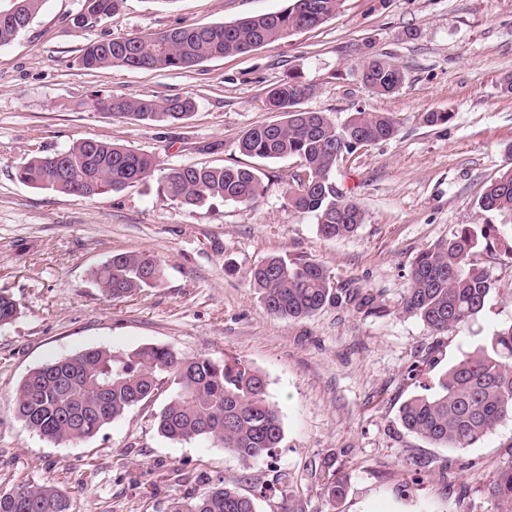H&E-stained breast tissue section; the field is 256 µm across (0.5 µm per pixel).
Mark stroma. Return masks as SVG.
<instances>
[{"mask_svg":"<svg viewBox=\"0 0 512 512\" xmlns=\"http://www.w3.org/2000/svg\"><path fill=\"white\" fill-rule=\"evenodd\" d=\"M290 0H123L112 17L76 30L80 0H44L32 24L0 46V291L20 312L0 327V489L53 483L70 512H167L221 479L255 496L258 512H497L486 494L512 456V424L474 447H434L408 433L401 405L462 353L512 322V259L477 257L496 289L478 318L441 335L403 313L411 263L461 224H506L484 210L485 186L512 167V0H343L327 22L286 40L183 70L87 69L92 41L175 27L229 23L278 12ZM382 54L405 82L377 96L360 63ZM310 86L302 109L343 123L353 112L391 113L399 133L340 160L336 183L365 220L326 239L314 215L288 207L291 159L264 161L238 146L248 129L278 120L267 92L289 76ZM195 102L190 119L144 125L103 113L108 95ZM449 113L428 126L425 112ZM83 137L156 157L158 172L90 200L20 183L28 158ZM185 165L260 170L253 207L214 201L188 210L165 197L160 171ZM148 251L160 284L112 300L91 272L112 254ZM321 263L335 287L372 294L371 313L329 303L314 316L267 314L251 268L271 256ZM169 346L260 371L280 409L273 458L244 467L208 440L173 442L150 422L160 401L140 405L80 442L53 443L14 411L32 369L106 347ZM347 492L329 505L324 489Z\"/></svg>","mask_w":512,"mask_h":512,"instance_id":"35a3bbf8","label":"stroma"}]
</instances>
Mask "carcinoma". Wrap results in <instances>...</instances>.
<instances>
[{
    "label": "carcinoma",
    "instance_id": "cac0c4a2",
    "mask_svg": "<svg viewBox=\"0 0 512 512\" xmlns=\"http://www.w3.org/2000/svg\"><path fill=\"white\" fill-rule=\"evenodd\" d=\"M9 2L0 14H11L23 31L43 0ZM121 3L82 0L79 15H70L69 22L85 29L110 17ZM341 4L342 0H292L280 12L231 23L97 40L82 49L80 63L87 69H188L317 27ZM360 69L365 87L379 96L396 93L405 80L399 65L383 55L365 58ZM309 92V86L293 79L269 90L266 105L282 118L247 130L239 147L253 158L299 162L291 174L294 186L288 192V208L314 215L319 235L343 238L363 224L364 212L337 186L336 165L364 146L396 137L398 126L386 112L365 111L337 125L323 112L300 108ZM99 107L113 118L151 125L186 120L195 104L188 97L109 95L99 100ZM155 167L147 154L86 137L61 152L28 159L17 167L16 178L32 188L86 199L121 191ZM161 186L168 198L189 210L213 200L250 207L265 191L258 169L238 166L168 168ZM479 204L487 211L512 215V167L486 186ZM491 246L512 259V224H462L418 254L409 269L403 313L420 318L435 335L474 319L495 289L491 275L474 257ZM93 277L106 297L118 300L157 286L162 266L151 254L122 252L96 268ZM248 277L266 312L285 320L308 318L330 301L367 312L375 308L373 295L334 287L326 269L309 259L272 256L253 267ZM18 313L16 300L0 291V326L11 323ZM267 387L259 371L238 360H214L154 345L117 352L93 348L29 371L16 389L14 408L40 437L74 442L94 436L132 408L165 393L166 402L154 416L164 438L205 439L251 466L269 458L283 436L280 411ZM400 420L408 432L452 449L471 448L497 427L512 424V323L493 330L481 346L462 354L435 385H422L421 392L403 405ZM486 493L497 512H512V457L502 462ZM0 512H70V502L51 484H21L0 490ZM168 512L258 510L254 496L219 479L194 498H172Z\"/></svg>",
    "mask_w": 512,
    "mask_h": 512
}]
</instances>
